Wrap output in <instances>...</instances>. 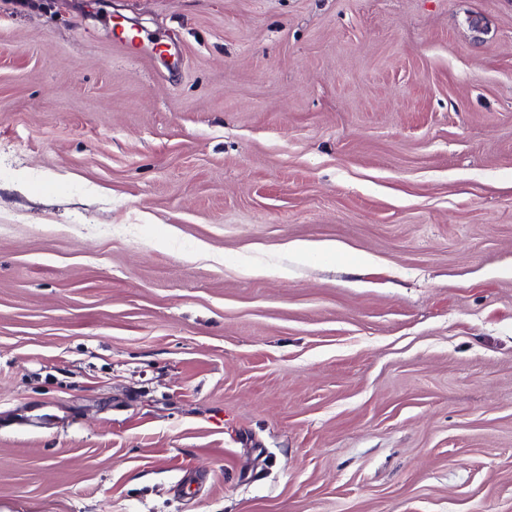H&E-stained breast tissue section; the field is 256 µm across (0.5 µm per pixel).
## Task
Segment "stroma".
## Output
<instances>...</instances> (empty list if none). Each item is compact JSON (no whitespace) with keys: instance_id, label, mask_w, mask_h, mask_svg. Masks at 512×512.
<instances>
[{"instance_id":"35a3bbf8","label":"stroma","mask_w":512,"mask_h":512,"mask_svg":"<svg viewBox=\"0 0 512 512\" xmlns=\"http://www.w3.org/2000/svg\"><path fill=\"white\" fill-rule=\"evenodd\" d=\"M0 512H512V0H0Z\"/></svg>"}]
</instances>
